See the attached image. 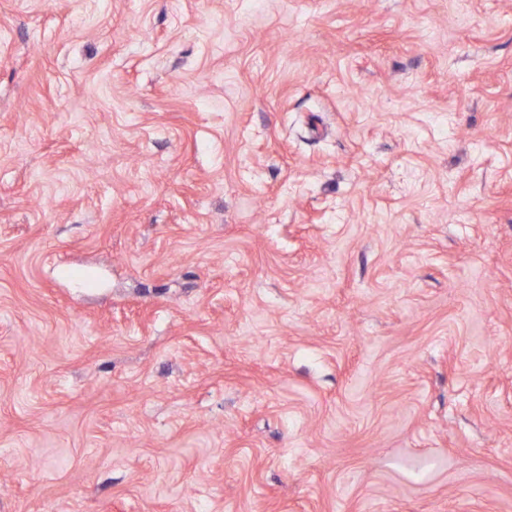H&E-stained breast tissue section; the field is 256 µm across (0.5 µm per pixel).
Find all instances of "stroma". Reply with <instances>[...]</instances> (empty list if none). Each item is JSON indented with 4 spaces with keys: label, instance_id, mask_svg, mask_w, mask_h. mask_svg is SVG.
Instances as JSON below:
<instances>
[{
    "label": "stroma",
    "instance_id": "35a3bbf8",
    "mask_svg": "<svg viewBox=\"0 0 512 512\" xmlns=\"http://www.w3.org/2000/svg\"><path fill=\"white\" fill-rule=\"evenodd\" d=\"M0 512H512V0H0Z\"/></svg>",
    "mask_w": 512,
    "mask_h": 512
}]
</instances>
